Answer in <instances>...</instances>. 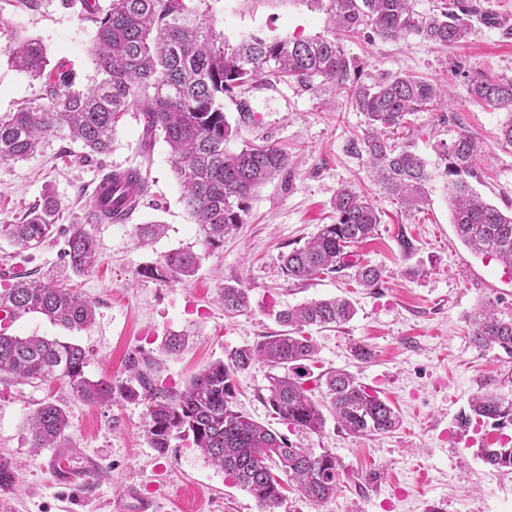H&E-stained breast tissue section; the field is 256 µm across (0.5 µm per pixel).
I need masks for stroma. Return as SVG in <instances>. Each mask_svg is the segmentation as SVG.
<instances>
[{"instance_id":"obj_1","label":"stroma","mask_w":512,"mask_h":512,"mask_svg":"<svg viewBox=\"0 0 512 512\" xmlns=\"http://www.w3.org/2000/svg\"><path fill=\"white\" fill-rule=\"evenodd\" d=\"M498 14L495 24L475 22L468 43L440 50L417 35L399 41L344 39L343 46L365 81L385 73L447 82L445 109L415 112L396 131L397 145L435 162L434 147L468 132L481 147L472 184L503 213L512 212V147L502 146L500 128L507 111L474 100L467 75L512 77V0H467ZM216 32L230 43L253 35L314 37L326 34L328 19L310 0H287L270 7L264 0H208ZM96 34L82 0H40L38 8L0 0V116L16 112L40 95L42 80L18 68L7 47L23 38L43 41L51 64L68 70L74 88L96 76L91 55ZM253 120L241 125V140L264 139L287 151L291 161L280 175L259 186L249 200L244 224L208 249L181 200L169 148L142 145L136 111L120 121L111 151L81 162L82 145L65 134L43 139L37 154L0 164V224H13L53 194L59 221H82L102 173L140 169L150 194L125 222L93 224L98 263L76 274L67 267L64 240L56 236L34 250H20L0 236V272L37 271L46 282L76 289L94 307L84 330L68 331L42 315L14 321L19 336H47L82 346L86 374L118 384L127 378L129 357L146 355L157 364L161 387H184L209 363L233 349L254 345L280 331L274 313L311 300L342 296L356 308L353 319L335 328H305L317 346V372L344 368L377 391L397 412L399 427L388 434L355 437L334 419L321 432L287 427L264 401L268 369L254 363L233 380L240 410L281 434L293 446L330 451L340 461L346 483L324 503L286 488L277 512H512V472L486 465L478 451L511 436L512 426L462 425L468 400L483 383L512 399V359L483 351L471 342V319L480 304L494 300L502 317H512V275L495 260L474 256L451 222L444 178L430 182L429 202L404 214L396 200L372 181L366 158L348 151L362 138L366 119L338 95L334 85L262 84L248 94ZM364 192L380 213L375 238L355 247L360 261L382 267L384 282L364 288L353 269L296 281L285 276L279 256L302 245L333 223L332 203L345 184ZM164 225V233L142 244L133 227ZM416 241L413 255L398 245L399 233ZM192 247L201 257L196 274L167 283L142 277L144 266L171 250ZM246 288L247 311L225 313L224 285ZM186 334L185 348L166 351L168 336ZM371 349L370 361L354 356L356 345ZM64 405L69 428L60 449L32 447L28 416L42 403ZM147 403L116 399L88 404L66 383L0 380V457L15 468L13 487L0 490V512H108L110 501L138 488L158 503L159 512H259L253 496L226 478L188 442L173 441L167 453L151 448L145 436ZM98 458L102 466L83 483L56 485L48 468L56 453Z\"/></svg>"}]
</instances>
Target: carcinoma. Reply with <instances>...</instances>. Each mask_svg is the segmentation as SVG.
<instances>
[{"label": "carcinoma", "instance_id": "1", "mask_svg": "<svg viewBox=\"0 0 512 512\" xmlns=\"http://www.w3.org/2000/svg\"><path fill=\"white\" fill-rule=\"evenodd\" d=\"M207 0H110L102 12L86 5L88 19L96 25L91 54L96 79L84 90H75L69 74L50 67L46 47L25 39L9 47L16 66L33 77L45 78V94L28 101L17 112L0 117V163L27 159L48 134L66 131L88 152L82 161L109 152L116 124L134 109L143 122V145L157 138L169 146L173 167L182 188V201L190 210L198 232L210 248L224 245V236L244 223L248 201L257 186L288 166L287 154L274 144L245 142L236 151L228 144L240 135L224 113V98L235 101L239 122L251 118L252 109L234 93L257 83L296 80L314 89L320 78L346 93L355 110L366 117L361 142L351 144L364 153L382 192L408 211H418L427 199V185L434 171L427 161L389 141V130L401 127L406 116L444 101L432 83L404 74H386L368 84L347 56L342 36H354L368 27L383 40L409 34L422 37L437 49L465 43L473 34L470 10L461 0H439L428 16L414 11L412 0H312L333 23L331 36L288 39L253 37L233 46L215 33L206 11ZM470 94L496 109L512 111V77L469 78ZM437 167L448 178V204L452 224L464 244L477 256L495 258L512 269V214L505 215L486 202L471 186L480 147L466 132L436 150ZM136 186L140 198L150 185L138 169L119 177L108 171L99 184L111 186L117 179ZM336 222L325 224L302 246L282 256L283 272L293 280L334 274L345 266L350 248L374 236L380 218L373 204L352 186L342 187L334 201ZM60 206L51 194L26 213L19 224H1L0 235L21 249H35L55 230ZM127 214L91 207L84 224H70L64 256L75 273L88 272L98 261L96 245L86 225L121 223ZM200 257L190 247L165 254L139 275L158 281L192 277ZM24 271L0 289V308L14 318L40 314L66 330L88 327L93 306L68 288L32 279ZM355 276L365 288L382 283L380 268L356 265ZM224 312L249 307L247 290L226 284L222 291ZM355 315L346 298L309 301L276 312L286 330L265 336L252 347L233 349L198 374L182 390L160 388L155 367L146 359L128 362L129 382L113 386L85 375L87 354L78 344L41 336H16L0 331V375L40 382L61 380L72 395L88 404H104L118 394L147 400L146 433L158 452L174 439L191 442L233 483L255 498L259 512H274L283 494L280 476L288 477L302 497L324 503L340 486V464L328 452L296 448L289 439L247 416L235 401L233 376L255 362L269 368L265 401L282 421L313 433L325 425L323 410L354 436L392 432L398 416L378 392L361 384L345 370L329 371L313 378L315 363L311 339L301 335L305 326L343 325ZM472 343L490 351L500 349L512 358V317L498 316L491 300L474 314ZM467 422L512 425V400L492 389L472 397ZM68 428L64 408L44 403L27 419V431L35 448H57ZM484 463L512 470V439L496 448H481Z\"/></svg>", "mask_w": 512, "mask_h": 512}]
</instances>
